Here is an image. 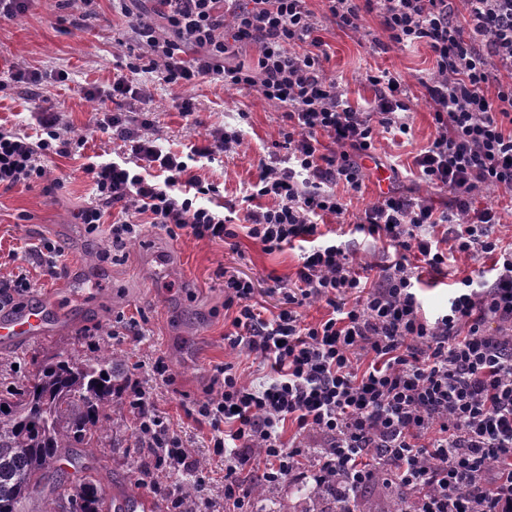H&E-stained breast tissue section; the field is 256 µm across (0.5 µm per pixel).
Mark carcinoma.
<instances>
[{
    "mask_svg": "<svg viewBox=\"0 0 512 512\" xmlns=\"http://www.w3.org/2000/svg\"><path fill=\"white\" fill-rule=\"evenodd\" d=\"M128 383L125 359L104 349L88 358L45 355L21 382L0 385V512H35L29 504L50 477L42 512H60L64 500L70 512H103L101 478L71 481L55 463L119 443L106 410L122 402Z\"/></svg>",
    "mask_w": 512,
    "mask_h": 512,
    "instance_id": "obj_1",
    "label": "carcinoma"
}]
</instances>
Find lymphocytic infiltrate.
<instances>
[{
    "label": "lymphocytic infiltrate",
    "instance_id": "lymphocytic-infiltrate-1",
    "mask_svg": "<svg viewBox=\"0 0 512 512\" xmlns=\"http://www.w3.org/2000/svg\"><path fill=\"white\" fill-rule=\"evenodd\" d=\"M229 2L156 0L168 37L135 24L158 81L184 87L219 78L283 109L279 146L287 154L261 163L243 201L247 235L266 251L302 245L287 308L263 318L249 302L251 281L224 273V306L236 311L226 339L268 362L272 375L254 384L232 364L216 367L195 415L224 456V512H247L254 490L287 479L336 486L340 512H353L349 489L396 481L411 491L402 512H512V243L493 236L495 207L475 204L484 189L512 192V0H464L462 19L453 0H325L332 18L354 31L364 14H378L384 36L376 49L423 42L434 58L422 86L436 135L414 166L423 182L449 193L450 205L439 212L390 191L356 214L354 232L395 256L369 282L319 220L344 221V198L360 193L378 131L410 132L406 89L390 72L369 75L374 101L354 108L324 71L306 0H245L238 9ZM247 42L259 46L255 65L226 66ZM187 46L193 59L182 55ZM36 122L34 137L0 128V188H32L48 177L45 158L83 147L51 109H38ZM153 123L148 112L98 119L128 155L84 164L94 190L78 215L87 232L108 215L115 245L147 224L173 238L235 239L228 218L198 202L218 186L192 174L187 156L162 150L147 133ZM265 197L271 205H262ZM452 252L495 261L488 274L463 278L446 311L427 319L417 267L442 273ZM317 302L329 307L327 318L305 321L301 308ZM130 394L140 431L165 451L157 468L198 473V460L139 383ZM288 427L294 438L286 442ZM313 433L325 438L317 451L304 443Z\"/></svg>",
    "mask_w": 512,
    "mask_h": 512
}]
</instances>
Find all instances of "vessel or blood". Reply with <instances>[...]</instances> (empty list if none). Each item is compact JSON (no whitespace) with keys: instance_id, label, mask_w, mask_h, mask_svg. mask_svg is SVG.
Wrapping results in <instances>:
<instances>
[{"instance_id":"1","label":"vessel or blood","mask_w":512,"mask_h":512,"mask_svg":"<svg viewBox=\"0 0 512 512\" xmlns=\"http://www.w3.org/2000/svg\"><path fill=\"white\" fill-rule=\"evenodd\" d=\"M55 296L39 298L24 308L0 314V346L15 347L50 333L53 322L64 321Z\"/></svg>"}]
</instances>
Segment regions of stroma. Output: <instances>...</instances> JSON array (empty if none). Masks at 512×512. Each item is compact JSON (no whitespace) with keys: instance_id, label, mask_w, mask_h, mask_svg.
I'll return each mask as SVG.
<instances>
[{"instance_id":"1","label":"stroma","mask_w":512,"mask_h":512,"mask_svg":"<svg viewBox=\"0 0 512 512\" xmlns=\"http://www.w3.org/2000/svg\"><path fill=\"white\" fill-rule=\"evenodd\" d=\"M307 7L324 42V69L341 84L352 106L368 108L374 88L366 76L380 70L399 76L409 90L412 134L378 135V161L367 164L364 193L353 199L350 213L375 202L382 183L444 208L447 193L421 182L414 167L415 157L435 133L420 84L434 65L429 48L419 44L385 53L376 51L373 40L383 35L376 14L364 15L362 28L356 33L339 26L323 0H307ZM139 18L153 25L156 32L167 29L153 0H95L89 12L76 0L71 5L62 0H30L22 14L0 19V80L8 83L0 91V126L29 135L35 132L31 118L35 102L24 84H9L10 74L20 69L49 76L63 71L67 81L49 79L40 93L58 113L62 127L86 139L83 150L56 155L46 162L50 178L63 179V188L49 189L41 184L31 189H0V275L27 270L37 282L34 296L52 293L56 283L43 279L34 254L35 246L48 239L62 247L63 261L76 287L85 291L73 313L76 331L57 330L21 346L0 348V357L5 360L0 375L9 382L19 381L33 359L74 346L83 356L107 347L127 363L142 362L138 377L144 389L166 416L171 430L194 450L207 495L216 499L224 485V459L210 448L208 429L196 422L193 411L209 394L215 366L232 364L238 373L254 381L269 372L255 354L242 347L231 348L224 339L233 330L234 313L224 308L222 272L234 270L252 281L251 302L268 319L285 308V296L299 264L298 247L287 245L266 252L244 228L242 198L256 181L260 162L268 160L272 144L279 138L281 109L258 98L255 91L228 89L217 80L177 89L158 82L152 74H139L146 98L123 100L120 107L125 112L153 113L152 134L164 150L185 153L208 130L239 125L242 144L236 152L213 160L197 157L190 162L193 174L218 184L220 193L209 198L208 204L224 207L237 229L238 246L233 249L189 236L174 239L147 226L139 238L115 250L111 261H101L99 253L109 245L107 231L89 234L77 219L78 211L94 197L82 167L92 156L111 160L120 143L96 125L97 112L112 109V101H92L86 93L95 87L109 89L113 79L126 74L129 52L141 46L140 38L130 29ZM178 97L194 98L197 124L187 122L178 111L174 104ZM383 171L389 174L384 182L379 179ZM490 265V258L485 256L449 263L442 284L434 288L428 285L421 293L424 315L431 318L446 308L455 282L477 276ZM160 356L171 370L166 380L153 375L149 368ZM91 463L103 477L106 495L120 497L135 486L140 496L157 504L158 512H169L163 490L140 484L134 453L98 448ZM317 491L314 485L304 489L285 481L254 495L250 512H303L305 493Z\"/></svg>"}]
</instances>
